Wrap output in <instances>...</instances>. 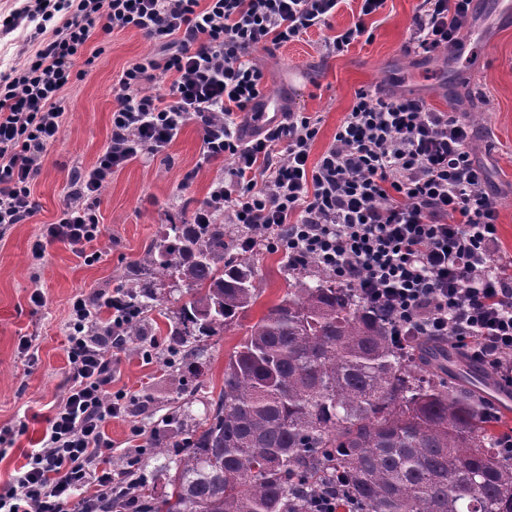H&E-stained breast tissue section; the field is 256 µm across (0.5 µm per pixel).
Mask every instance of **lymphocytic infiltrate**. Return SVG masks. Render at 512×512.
Returning a JSON list of instances; mask_svg holds the SVG:
<instances>
[{"label": "lymphocytic infiltrate", "mask_w": 512, "mask_h": 512, "mask_svg": "<svg viewBox=\"0 0 512 512\" xmlns=\"http://www.w3.org/2000/svg\"><path fill=\"white\" fill-rule=\"evenodd\" d=\"M349 0H31L22 15L61 26L22 67L0 71V231L37 211L31 185L64 114L62 92L97 32L138 30L161 44L114 88L110 142L94 166L70 174L56 222L32 245L64 241L77 255L101 234L95 205L130 161L164 152L188 122L202 132V161L223 162L195 213L198 224L227 217L282 253L289 270L314 263L369 308L388 314L397 336H454L469 358L512 379V257L500 253L498 203L472 157L474 128L414 96L356 92L332 143L311 159L320 117L288 111L279 124L244 139L239 113L254 109L265 75L258 49L281 47L330 27ZM387 0H361L352 26L325 50L340 55L368 35L367 17ZM477 0H419L407 53H458ZM163 86L160 94L146 85ZM99 326L76 297L67 326L73 382L47 419L40 445L27 452L0 512H74L106 501H138L131 472L114 474L105 423L125 408L107 387L128 322L123 291Z\"/></svg>", "instance_id": "1"}]
</instances>
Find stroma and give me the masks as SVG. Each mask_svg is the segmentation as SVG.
Masks as SVG:
<instances>
[{"label":"stroma","mask_w":512,"mask_h":512,"mask_svg":"<svg viewBox=\"0 0 512 512\" xmlns=\"http://www.w3.org/2000/svg\"><path fill=\"white\" fill-rule=\"evenodd\" d=\"M417 4L388 0L372 40L340 56L327 55L324 41L356 21L357 0L336 14L331 29L311 30L303 40L270 51L256 50L252 57L267 78L265 93L280 97L294 111L320 116L313 146L317 154L332 142L361 88L375 87L387 95L414 93L468 119L476 129L473 159L499 204L501 247L512 253V0H480L471 27L461 36V53L429 58L404 50ZM34 28L27 19L12 30L0 27V71L27 62L36 49L29 40ZM156 52L134 30L90 40L86 54L92 62L63 92L59 134L34 184L38 209L25 223L0 234V496L24 464L25 452L44 436L46 418L71 378L66 324L75 297L96 302L127 288L148 246L168 225L192 223L212 181L224 170L220 163L201 164V133L195 123H187L165 152L129 162L100 193L99 260H85L61 241L48 243L44 257L32 260V244L42 226L56 220L71 172L91 167L109 142L119 75ZM192 169L196 177L184 183ZM254 266L260 283L256 302L240 325L201 342V358L174 351L169 331L185 298L171 286L159 289V305L141 320L139 336L125 338L112 352V388L129 396L128 414L105 425L115 447L112 467L123 470L136 463L154 496L165 493L167 477L182 454L174 446L182 427L202 422L208 396L223 387L225 360L242 341L245 326L288 289V266L280 253L257 249ZM36 291L42 304L31 300ZM25 337L32 340L29 356L19 348Z\"/></svg>","instance_id":"stroma-1"}]
</instances>
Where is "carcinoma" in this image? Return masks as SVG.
<instances>
[{
  "instance_id": "1",
  "label": "carcinoma",
  "mask_w": 512,
  "mask_h": 512,
  "mask_svg": "<svg viewBox=\"0 0 512 512\" xmlns=\"http://www.w3.org/2000/svg\"><path fill=\"white\" fill-rule=\"evenodd\" d=\"M222 224H170L151 245L138 318L169 278L187 286L172 336L194 342L257 299L253 255L230 261ZM288 291L228 354L224 387L183 449L170 490L137 512H512V435L490 428L476 376L450 366L451 339L393 336L390 318L325 274L291 273Z\"/></svg>"
}]
</instances>
